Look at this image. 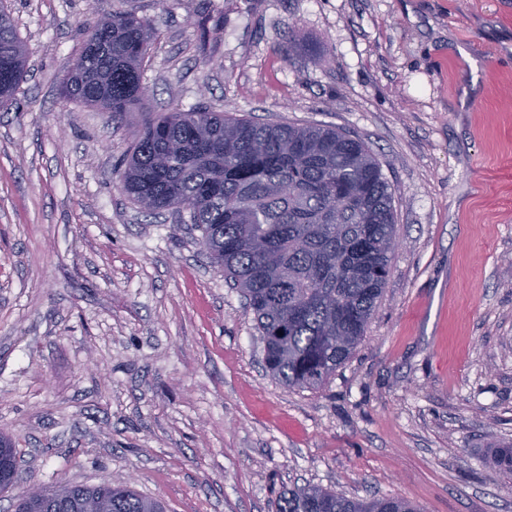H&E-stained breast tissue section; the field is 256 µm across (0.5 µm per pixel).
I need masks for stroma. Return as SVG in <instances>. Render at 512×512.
Masks as SVG:
<instances>
[{
    "mask_svg": "<svg viewBox=\"0 0 512 512\" xmlns=\"http://www.w3.org/2000/svg\"><path fill=\"white\" fill-rule=\"evenodd\" d=\"M0 1L28 65L0 108V432L21 452L0 512L105 479L166 512H271L308 484L512 512V0ZM119 10L159 34L115 116L60 86ZM202 105L339 128L392 188L388 280L320 389L271 377L199 231L120 188L143 123Z\"/></svg>",
    "mask_w": 512,
    "mask_h": 512,
    "instance_id": "35a3bbf8",
    "label": "stroma"
}]
</instances>
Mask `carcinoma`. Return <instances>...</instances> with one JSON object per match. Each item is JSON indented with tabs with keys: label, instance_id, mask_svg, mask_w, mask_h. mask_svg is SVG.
<instances>
[{
	"label": "carcinoma",
	"instance_id": "obj_1",
	"mask_svg": "<svg viewBox=\"0 0 512 512\" xmlns=\"http://www.w3.org/2000/svg\"><path fill=\"white\" fill-rule=\"evenodd\" d=\"M155 21L127 11L97 19L61 95L102 112L138 109ZM27 60L0 2V106L12 102ZM120 182L148 211L191 204L188 223L205 255L240 290L265 344L266 364L287 387L318 389L361 344L394 253L393 192L365 144L321 125L260 123L204 107L176 109L138 131ZM62 507L20 495L14 512H83L104 497L112 512H164L159 499L103 480L48 489ZM275 512H417L393 498L354 499L296 486Z\"/></svg>",
	"mask_w": 512,
	"mask_h": 512
}]
</instances>
